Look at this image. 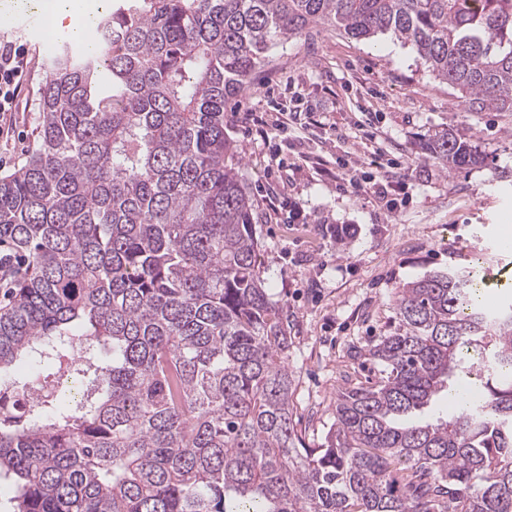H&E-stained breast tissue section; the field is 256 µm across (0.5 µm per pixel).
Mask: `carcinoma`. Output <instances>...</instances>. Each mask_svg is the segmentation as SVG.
Returning a JSON list of instances; mask_svg holds the SVG:
<instances>
[{
  "instance_id": "carcinoma-1",
  "label": "carcinoma",
  "mask_w": 512,
  "mask_h": 512,
  "mask_svg": "<svg viewBox=\"0 0 512 512\" xmlns=\"http://www.w3.org/2000/svg\"><path fill=\"white\" fill-rule=\"evenodd\" d=\"M412 46L463 112H512V0H113L59 52L39 140L0 178L26 263L0 310V390L48 353L89 392L0 416L9 512H512V299L471 265L407 282L357 355L319 448L290 410L288 315L260 277L255 204L224 112L311 27ZM422 158L483 157L454 129ZM112 353L103 363L76 343ZM457 378L477 402L416 412Z\"/></svg>"
}]
</instances>
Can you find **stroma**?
<instances>
[{
    "label": "stroma",
    "instance_id": "stroma-1",
    "mask_svg": "<svg viewBox=\"0 0 512 512\" xmlns=\"http://www.w3.org/2000/svg\"><path fill=\"white\" fill-rule=\"evenodd\" d=\"M0 42L26 45L31 60L0 143L3 177L38 139L53 56L23 32L0 27ZM457 104V90L390 36L358 41L315 27L273 46L224 114L254 199L261 276L288 312L292 419L308 447L323 442L346 380L374 379L376 368L353 364L349 351L396 325L399 286L472 260L512 284V113L463 117ZM459 127L484 163L446 172L419 159L424 135ZM340 163L394 176L395 213L344 185Z\"/></svg>",
    "mask_w": 512,
    "mask_h": 512
}]
</instances>
